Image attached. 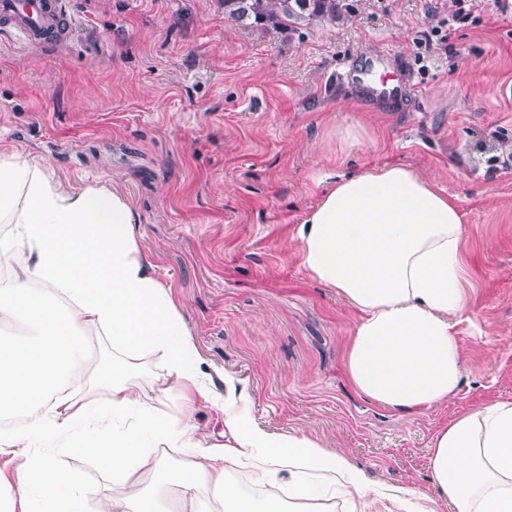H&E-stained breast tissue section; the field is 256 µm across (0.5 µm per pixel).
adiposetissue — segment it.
<instances>
[{"mask_svg":"<svg viewBox=\"0 0 512 512\" xmlns=\"http://www.w3.org/2000/svg\"><path fill=\"white\" fill-rule=\"evenodd\" d=\"M0 326L24 325V337L0 336V415L22 414L28 427L0 434V454L17 462L25 492L15 498L0 480V512H87L92 489L62 467L50 447L95 456L126 484L128 496L98 500L95 512H177L179 488L207 495L215 512H261L228 480L246 462L274 503L287 491L301 512H319L335 496L351 512H370L384 497L401 512H512V400L495 399L442 425L431 443L433 495L376 489L343 455L303 433L259 426L252 400L224 380V445L195 440L192 419L209 399L196 348L170 286L138 244L139 221L125 194L103 185L76 186L47 165L0 149ZM303 267L335 289L354 313L344 353L352 389L399 413L446 404L458 392L465 362L457 340L467 321L462 214L434 179L399 164L332 176L328 190L295 231ZM104 334L119 364L101 367L85 350ZM166 367L157 396L187 388L178 416L158 415L132 382L143 353ZM189 448L195 458L173 474L159 447ZM151 471L157 483L138 487Z\"/></svg>","mask_w":512,"mask_h":512,"instance_id":"obj_1","label":"adipose tissue"}]
</instances>
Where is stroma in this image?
Returning <instances> with one entry per match:
<instances>
[{
    "instance_id": "obj_1",
    "label": "stroma",
    "mask_w": 512,
    "mask_h": 512,
    "mask_svg": "<svg viewBox=\"0 0 512 512\" xmlns=\"http://www.w3.org/2000/svg\"><path fill=\"white\" fill-rule=\"evenodd\" d=\"M61 3V40L0 25V148L123 191L210 379L196 438L223 444L230 376L259 425L318 440L377 486L430 491L434 432L512 399V8L476 0L456 21L453 0H351L344 19L288 35L244 27L224 0ZM436 25L446 45L425 50ZM401 66L409 89L374 96L368 71ZM383 164L433 178L466 227L465 379L418 414L352 390L353 315L310 278L294 238L320 173ZM58 457L99 498L129 494L91 455Z\"/></svg>"
}]
</instances>
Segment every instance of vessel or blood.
Returning a JSON list of instances; mask_svg holds the SVG:
<instances>
[{
    "label": "vessel or blood",
    "mask_w": 512,
    "mask_h": 512,
    "mask_svg": "<svg viewBox=\"0 0 512 512\" xmlns=\"http://www.w3.org/2000/svg\"><path fill=\"white\" fill-rule=\"evenodd\" d=\"M0 20L34 39H50L64 25L56 0H0Z\"/></svg>",
    "instance_id": "b4317fda"
}]
</instances>
